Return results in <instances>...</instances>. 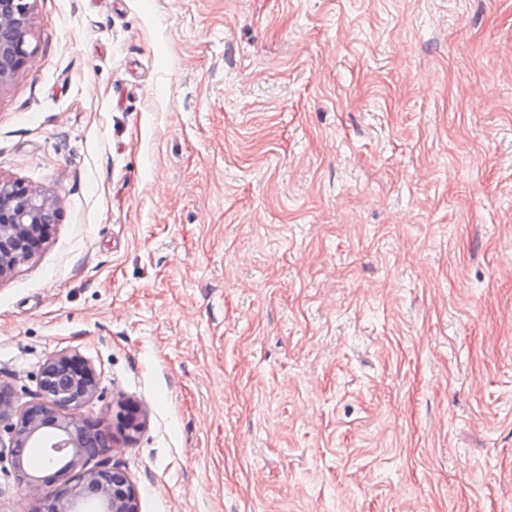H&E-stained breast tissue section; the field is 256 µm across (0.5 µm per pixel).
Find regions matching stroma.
Returning <instances> with one entry per match:
<instances>
[{
	"label": "stroma",
	"instance_id": "stroma-1",
	"mask_svg": "<svg viewBox=\"0 0 512 512\" xmlns=\"http://www.w3.org/2000/svg\"><path fill=\"white\" fill-rule=\"evenodd\" d=\"M0 176L58 201L0 382L95 370L140 512H512V0H37ZM0 452V512H38ZM117 408L115 414L113 411L112 427L122 435L125 442L133 443L144 427V420L123 401L117 402Z\"/></svg>",
	"mask_w": 512,
	"mask_h": 512
}]
</instances>
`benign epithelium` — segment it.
I'll return each instance as SVG.
<instances>
[{"label":"benign epithelium","mask_w":512,"mask_h":512,"mask_svg":"<svg viewBox=\"0 0 512 512\" xmlns=\"http://www.w3.org/2000/svg\"><path fill=\"white\" fill-rule=\"evenodd\" d=\"M35 2L0 0V90L35 63ZM57 212L55 198L0 177V282L38 256ZM38 385L40 400L19 407L11 387L0 383V447L12 449L17 484L41 501V512H139V492L125 470L85 467V456L105 447L80 414L96 391L93 368L78 355L62 352L44 364ZM112 427L132 443L144 420L119 401ZM39 448L46 449L54 468L50 476L30 472V454ZM62 478L65 482L56 485Z\"/></svg>","instance_id":"benign-epithelium-1"}]
</instances>
